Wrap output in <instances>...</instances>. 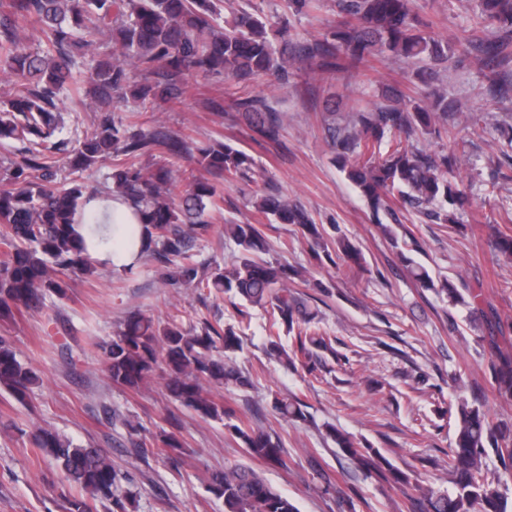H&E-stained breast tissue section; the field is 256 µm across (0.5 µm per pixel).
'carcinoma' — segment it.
<instances>
[{
    "label": "carcinoma",
    "mask_w": 512,
    "mask_h": 512,
    "mask_svg": "<svg viewBox=\"0 0 512 512\" xmlns=\"http://www.w3.org/2000/svg\"><path fill=\"white\" fill-rule=\"evenodd\" d=\"M338 8L341 20L322 37L292 43L283 26L278 44L268 38L267 18L245 10L226 16L224 0H0V68L10 80V91L0 101V140L21 144L0 163V243L6 246L0 260V318L12 317L22 306L42 305L48 293L64 296L70 276L92 273L90 253L76 226L96 224L87 205L98 194L81 182V175L121 157L112 168L109 192L135 210L137 223L119 225L120 239L108 237L107 245L120 250L137 244L140 252L159 256L172 267L173 284L187 291L207 288L271 311L267 353L288 368L312 374L324 367L326 353L337 361L347 359L316 326L318 313L307 298L290 288L294 279L304 278L303 272L264 260L268 244L255 225H224V234L240 249L231 268L208 271L192 260L190 240L209 231L210 210L218 206L215 180L252 178V156L217 138L199 143L191 136L112 118L130 101L182 103L191 76L222 74L236 84L271 77L286 86L296 62L331 72L368 66L383 54L405 63L461 57L492 70L512 53V0H480L479 19L497 29L494 38L454 42L427 31L429 24L420 18L415 0H338ZM21 21L34 24L47 49L21 47ZM106 39L112 40L113 49L102 55L98 49ZM87 57L90 74L78 81L73 71ZM419 78L429 86L425 105L388 85L382 90L384 103L368 108L355 100L347 125L334 120L327 124L332 161L359 189L378 223L382 212L399 222L388 204L395 193L403 209L438 224L457 223L456 212L468 202L463 181L449 179L465 162L466 146L429 155L414 144L415 137L435 133L439 123L452 122L462 105L434 85L436 71L424 70ZM67 85L76 98L90 99L86 107L94 121L68 156L75 178L62 185L55 163L62 145L59 95ZM486 92L496 100L512 99V82L495 75ZM237 108L239 119L258 139L279 140L283 118L269 99L241 97ZM168 155L193 159L197 174L184 183L168 164L142 165L144 158ZM255 207L277 224L299 226L316 261L334 264L339 259L364 266L361 251L348 238L325 237L298 202L266 193L255 200ZM491 236L498 254L512 258V229L494 224ZM399 258L420 288H438L450 304L470 308L471 319L486 330L481 342L488 349L493 386L511 401L512 336L505 334L497 309L485 300L483 285L448 281L437 286L422 264L402 251ZM282 332L292 335L287 347L280 343ZM242 336L240 329L220 330L207 320L187 328L176 316L159 328L150 317L131 313L112 342L102 347L104 371L112 385L138 392L149 385L161 363L174 403L202 419L231 418L235 409L215 398L208 386H253L251 374L219 353L221 347L239 348ZM34 382L31 368L18 359L10 340L0 336V387L23 403ZM273 408L284 419L305 418L296 398L276 396ZM455 420V445L444 463L452 476L448 492L411 484L379 451L346 434L333 429L329 437L360 469L385 483L412 486L404 504L408 512H512L508 498L485 475V459L492 454L502 473L512 476V423L493 420L482 405L465 399L457 402ZM233 431L253 458L288 467L279 437L243 421ZM32 443L80 490L65 499L64 512H97L99 505L105 512H126V502L133 498L132 479L112 457L75 444L50 426L38 428ZM150 447L176 462L185 444L162 428L149 442L138 444L139 455ZM208 490L224 499L225 512H298L247 467L211 472Z\"/></svg>",
    "instance_id": "carcinoma-1"
}]
</instances>
